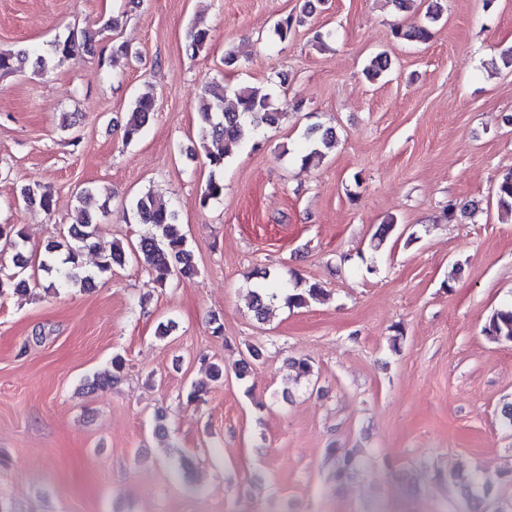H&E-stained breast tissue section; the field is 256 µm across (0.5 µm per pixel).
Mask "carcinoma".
<instances>
[{"mask_svg":"<svg viewBox=\"0 0 512 512\" xmlns=\"http://www.w3.org/2000/svg\"><path fill=\"white\" fill-rule=\"evenodd\" d=\"M440 0H431L423 18L407 27H397L395 37L406 41H427L432 37L430 28L441 16ZM210 41L209 31L194 26L187 34L186 51L196 55ZM93 32L88 29H71L62 38L55 39L49 50L38 55L34 67L45 71L51 65H62L82 52L92 49ZM30 59L29 50L21 48L15 52L0 53V75L10 74L21 68ZM387 54L378 53L371 58L366 68L370 78H376L389 69ZM232 107H226V102ZM156 112L154 96L142 94L136 97L128 112L124 136L132 141L139 137L144 127L153 120ZM199 122V145L206 152L212 167L210 178L199 196V205L203 208L209 203L224 197V180L217 172L224 169L225 159L235 148L248 146L263 126H275L284 117L272 94L248 85L231 86L219 81L207 82L202 86L197 107ZM305 142L303 163L311 164L321 160L324 150L333 146L336 136L331 128L323 129L311 126L303 134ZM498 205L512 211V172L505 174L495 186ZM17 203L37 206L50 214L54 208V196L43 185H25L20 188ZM131 210L138 223L145 230L136 245L125 248L120 244L112 245L110 253L102 256L99 270L108 272L114 266H122L133 258L143 260L155 274L157 283L165 285L172 275L190 277L197 274L192 251L187 247L186 237L178 222V213L173 207L157 200L151 193L137 196L131 203ZM95 227L91 218L79 222V229L71 233L69 240H51L44 249L39 267L51 277L49 287L65 288L69 285H86L91 276L85 274L81 266L83 251L93 245ZM0 240L13 249L24 246L22 231L13 224H0ZM29 286L28 280L16 272L6 278H0V295L11 289L22 292ZM285 285L273 281L258 287L252 292V306L257 317L266 313L265 300L273 299L284 290ZM323 295V288L312 283L304 288H295L286 296L288 305L302 307L311 300ZM483 333L497 342H512V307H504L492 313ZM125 360L116 355L112 358V370L97 373L87 381L91 390L105 389L122 378ZM328 459L334 479L341 480L354 473L361 461V451L357 448L328 449Z\"/></svg>","mask_w":512,"mask_h":512,"instance_id":"cac0c4a2","label":"carcinoma"}]
</instances>
